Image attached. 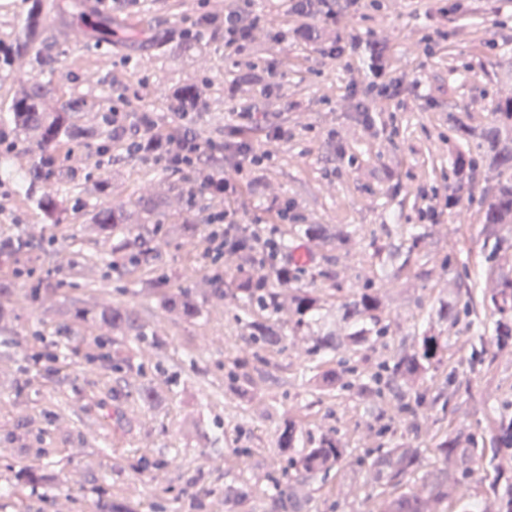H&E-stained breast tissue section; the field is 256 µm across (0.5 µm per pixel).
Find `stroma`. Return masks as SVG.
I'll use <instances>...</instances> for the list:
<instances>
[{
  "instance_id": "obj_1",
  "label": "stroma",
  "mask_w": 512,
  "mask_h": 512,
  "mask_svg": "<svg viewBox=\"0 0 512 512\" xmlns=\"http://www.w3.org/2000/svg\"><path fill=\"white\" fill-rule=\"evenodd\" d=\"M53 0L45 48L53 70L30 54L14 56L0 71V132L16 149L0 154V237L21 236L22 252L0 255V512H95L110 499L130 512H228L224 490L247 486L248 512H265L270 478L301 497L302 512H375L378 499L367 478L369 451L400 443L420 449L424 469L436 460L435 437L450 431L485 436L494 406L512 401V348L498 351L495 377L471 372L464 325L437 321L448 293L490 287L481 264L485 240L481 193L494 184L492 168L458 183L451 159L462 141L459 124L481 128L492 120L494 99L512 97V0H359L339 12L335 28L289 13L284 0H255L268 26L253 33L258 65L275 61L283 74L277 96L253 85L246 69L224 50L218 25L230 0L194 7L216 23L195 45L183 46L186 16L170 0H91L96 17L112 21L116 38L83 47L57 14ZM287 31L280 44L270 28ZM358 37L359 45L331 55L334 38ZM397 93L367 88L389 79ZM50 89L45 111L70 98L83 99L77 125H97L120 104L127 112L149 110L170 123L167 94L182 86L204 103L195 117L201 139L251 141L276 153L269 166L252 169L223 208L242 231L268 224L287 238L285 258L303 256L293 288L315 281L328 308L363 287L369 244L393 249L402 229L415 226L425 255L401 284L388 286L391 334L350 362L369 378L380 362L411 349L428 326L448 331L451 362L429 375V391L456 374L465 388L448 405L424 403L417 417L399 416L407 395L395 384L384 398L322 390L317 377L333 367L327 353L309 357L304 335L282 345L252 340L258 314L244 307L238 277L253 271L251 253L205 256V221L214 206L208 193L181 173L155 169L122 154L99 153L72 141L60 146L54 180L22 182L37 154L34 134L17 131L6 114L22 90ZM271 112L288 129V141L266 139L263 127L239 130L237 107ZM109 185L99 197V181ZM59 189L88 211L100 202L124 205L140 226L128 240L103 238L88 212L73 224L49 223L38 194ZM153 199L159 210L143 217L137 203ZM287 205L288 218L275 214ZM435 218H426L427 209ZM298 224H335L353 234L349 246H324L293 236ZM144 251L138 269L130 253ZM182 291L197 312L185 317L164 306ZM132 310L148 332L134 339L113 333L104 313ZM69 329L62 341L60 329ZM158 394L154 403L145 387ZM296 426L297 448H313L323 436L346 448L345 462L310 478L287 470L278 437ZM40 484L23 477L28 467Z\"/></svg>"
}]
</instances>
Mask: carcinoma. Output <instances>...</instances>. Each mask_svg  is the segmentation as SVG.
I'll use <instances>...</instances> for the list:
<instances>
[{
  "mask_svg": "<svg viewBox=\"0 0 512 512\" xmlns=\"http://www.w3.org/2000/svg\"><path fill=\"white\" fill-rule=\"evenodd\" d=\"M45 20L42 0H30L23 17L15 44H0V68L10 67L13 56L27 52L42 35ZM48 87L35 85L17 95L10 104L9 119L20 132L39 131V158L32 167L31 180H47L49 163L54 157L57 144L67 138H76L96 143L112 136L107 122L95 129L82 128L73 117L80 102L65 101L53 112H44L40 101L47 95ZM492 121L485 127L471 131L461 128V136L477 140V153L459 156L455 168L462 180H467L471 168L480 163H490L499 170V179L484 191L482 196V219L486 241L484 244V266L491 288H484L479 295L467 293L466 300L450 295L440 302L437 316L448 321V326L458 324L460 316L467 318L468 330L480 344L490 342L501 350L512 345V98L496 99L492 106ZM38 205L46 219L52 224H62L69 213H78L80 207L67 205V201L55 192H46ZM105 237L127 223V213L120 205L102 206L93 217ZM422 235L412 227L406 231L403 242L396 251L377 247L372 255L371 277L362 291L346 298L336 308L337 320L343 322L346 331L339 334L333 330L311 331L312 326L322 320L324 309L318 289L313 287L295 289L290 300L294 315L289 331L306 333L311 339L309 352L313 355L326 352H356L388 333L384 322L387 308L383 288L398 283L420 258ZM237 291L248 305L258 311L272 313L280 306V293L267 285L266 278L242 281ZM112 326L123 336L142 338L148 335L144 326L129 309H114L110 313ZM254 338L263 345L279 343L283 336L268 322H252ZM448 355V337L429 327L418 338L410 350L388 358L381 366V373L374 377L376 393L382 387L398 381L411 390L418 389L431 370L437 368ZM345 360L336 361V367L322 372L318 385L333 388L342 383ZM487 431L495 448L512 449V412L501 410L488 425ZM484 440L472 434L450 432L436 442L438 468L433 473H419L421 452L418 448L397 446L378 450L370 471L379 487L378 512H448V501L466 498L463 480L471 466L483 457ZM346 449L340 447L332 437L322 438L314 448H306L297 457L289 456L287 468H299L306 474H318L343 461ZM420 474L421 489L398 493L396 488L407 477ZM498 479L491 485L493 501L486 505V512H512V476L506 470L497 472ZM272 509L287 512L296 508L293 498L286 496L279 480H273Z\"/></svg>",
  "mask_w": 512,
  "mask_h": 512,
  "instance_id": "1",
  "label": "carcinoma"
}]
</instances>
